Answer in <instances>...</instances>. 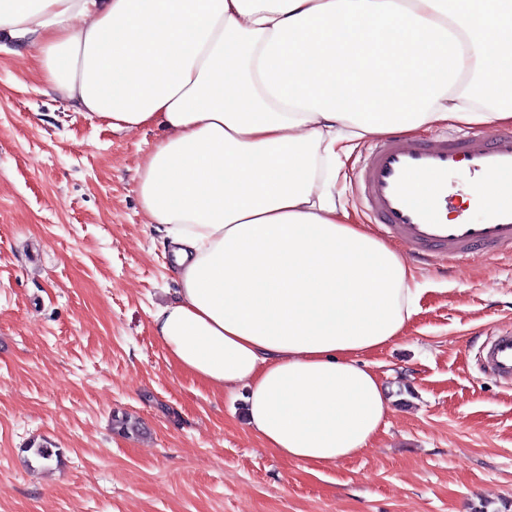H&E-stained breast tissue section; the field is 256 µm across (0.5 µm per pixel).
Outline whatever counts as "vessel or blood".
<instances>
[{
  "label": "vessel or blood",
  "mask_w": 512,
  "mask_h": 512,
  "mask_svg": "<svg viewBox=\"0 0 512 512\" xmlns=\"http://www.w3.org/2000/svg\"><path fill=\"white\" fill-rule=\"evenodd\" d=\"M498 185L500 197L479 219L448 222L457 175ZM363 207L384 233L427 261L459 262L490 254L512 255V132L485 136L447 133L408 145L397 136L370 145L356 173ZM481 364L512 385V329L497 331L483 345Z\"/></svg>",
  "instance_id": "vessel-or-blood-1"
}]
</instances>
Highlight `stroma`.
I'll return each instance as SVG.
<instances>
[{"label": "stroma", "mask_w": 512, "mask_h": 512, "mask_svg": "<svg viewBox=\"0 0 512 512\" xmlns=\"http://www.w3.org/2000/svg\"><path fill=\"white\" fill-rule=\"evenodd\" d=\"M12 47L0 40V512H512V385L476 365L512 327V256L412 263L417 312L367 357L394 400L388 424L362 455L308 472L152 334L175 283L136 168L159 130L78 115ZM366 147L334 187L363 224ZM122 414L141 435L113 430Z\"/></svg>", "instance_id": "obj_1"}]
</instances>
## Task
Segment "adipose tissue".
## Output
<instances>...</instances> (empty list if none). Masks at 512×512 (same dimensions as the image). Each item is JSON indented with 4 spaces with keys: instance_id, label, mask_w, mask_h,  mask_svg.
Returning a JSON list of instances; mask_svg holds the SVG:
<instances>
[{
    "instance_id": "adipose-tissue-1",
    "label": "adipose tissue",
    "mask_w": 512,
    "mask_h": 512,
    "mask_svg": "<svg viewBox=\"0 0 512 512\" xmlns=\"http://www.w3.org/2000/svg\"><path fill=\"white\" fill-rule=\"evenodd\" d=\"M0 33L80 115L162 131L136 191L171 258L150 314L171 361L244 390L285 459L366 451L392 406L361 356L420 291L321 178L344 142L512 126V0H0Z\"/></svg>"
}]
</instances>
